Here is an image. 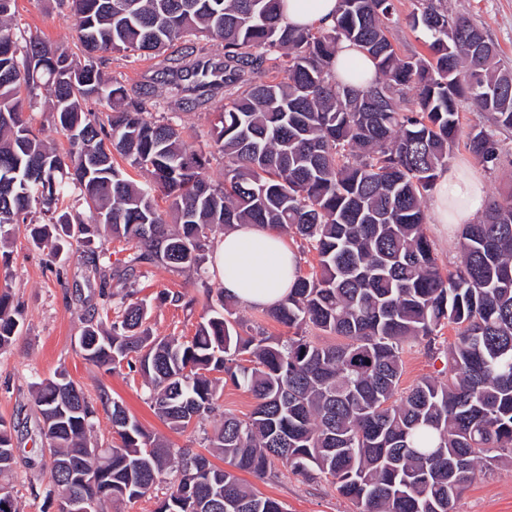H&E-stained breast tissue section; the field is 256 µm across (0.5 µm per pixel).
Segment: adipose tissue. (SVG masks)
Listing matches in <instances>:
<instances>
[{
    "label": "adipose tissue",
    "mask_w": 512,
    "mask_h": 512,
    "mask_svg": "<svg viewBox=\"0 0 512 512\" xmlns=\"http://www.w3.org/2000/svg\"><path fill=\"white\" fill-rule=\"evenodd\" d=\"M338 0H286V23L299 28H322L335 22ZM374 74L372 59L355 44L338 46L337 81L355 90L366 88L365 79L352 78V69ZM485 186L470 167L461 166L441 173L435 184L433 211L436 223L457 232L482 207ZM217 270L227 295L255 308H269L285 300L293 286L298 258L278 232L259 224H240L227 230L215 253Z\"/></svg>",
    "instance_id": "ef3b65f1"
}]
</instances>
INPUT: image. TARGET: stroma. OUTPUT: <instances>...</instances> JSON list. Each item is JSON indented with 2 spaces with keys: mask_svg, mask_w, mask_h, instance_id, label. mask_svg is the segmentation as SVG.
I'll list each match as a JSON object with an SVG mask.
<instances>
[{
  "mask_svg": "<svg viewBox=\"0 0 512 512\" xmlns=\"http://www.w3.org/2000/svg\"><path fill=\"white\" fill-rule=\"evenodd\" d=\"M448 11L469 16L483 28L512 67V0H447ZM17 22L27 34L47 38L77 53L74 18L69 8L56 0H18ZM41 215L31 222L13 224L0 240V293L8 292L20 312L21 329L12 342L0 348V418L12 425L16 464L8 478L19 512H57V500L47 497L50 455L37 433L39 414L33 402L36 383L63 372L88 396L107 390L153 435L164 437L172 447L190 448L204 454L208 436L223 414L246 417L254 408L250 394L225 384L221 411L186 431L169 429L147 401L148 390L138 372L120 367L104 370L86 361L78 338L88 312L100 308L95 284L89 283L79 251L61 258L50 248L34 244L33 226L42 225ZM218 275L200 286L194 272L178 273L164 265L149 269L138 281L137 298L149 306L147 324L158 336L188 340L204 315V288H221ZM181 294L182 302L160 301V292ZM193 308H185V300ZM400 391H408L421 378L437 375L443 363L431 355L426 343L416 344L403 355ZM265 495L283 502L287 512H350L349 502L331 481H305L280 469L278 477L254 479ZM455 512H512V467L492 464L476 474L456 503Z\"/></svg>",
  "mask_w": 512,
  "mask_h": 512,
  "instance_id": "1",
  "label": "stroma"
}]
</instances>
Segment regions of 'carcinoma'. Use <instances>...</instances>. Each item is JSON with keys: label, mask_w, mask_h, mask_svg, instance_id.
Here are the masks:
<instances>
[{"label": "carcinoma", "mask_w": 512, "mask_h": 512, "mask_svg": "<svg viewBox=\"0 0 512 512\" xmlns=\"http://www.w3.org/2000/svg\"><path fill=\"white\" fill-rule=\"evenodd\" d=\"M17 2L0 0V229L38 212L47 224L33 241L57 253L103 231L131 245L112 266L86 254L103 304L115 278L128 292L110 329L85 318L79 346L97 367L136 369L171 429L210 417L228 381L255 400L210 437L219 468L151 435L103 388L97 400L116 437L91 443L96 407L61 372L34 395L39 422L51 421L38 434L52 485L115 504L146 496L175 463L180 479L155 512H285L240 477L275 478L279 463L305 480L332 477L352 512H454L478 468L512 466V198L489 200L463 226L454 269L439 265L424 231L426 198L459 136V102L492 117L494 128L465 143L487 169L502 157L495 129H512V68L482 28L443 0H413L407 20L426 53L403 56L387 35L400 22L396 0H338L327 29L285 23L284 0H59L75 16L76 60L22 34ZM193 40L195 54L174 49ZM344 40L374 62L363 91L336 82ZM105 53L162 58L166 101L108 76ZM42 105L63 151L27 117ZM179 110L210 112L206 140L185 137ZM216 156L218 183L204 174ZM72 186L89 216L60 210ZM237 224L290 231L316 252V270L265 309L297 334L249 332L234 299L205 286L209 317L191 339L153 335L129 289L157 264L205 284L212 234ZM446 325L456 339L443 351ZM309 327L341 341L317 343L301 334ZM19 328L1 294L0 347ZM423 340L444 354L441 377L397 398L405 349ZM15 460L0 419V489Z\"/></svg>", "instance_id": "carcinoma-1"}]
</instances>
